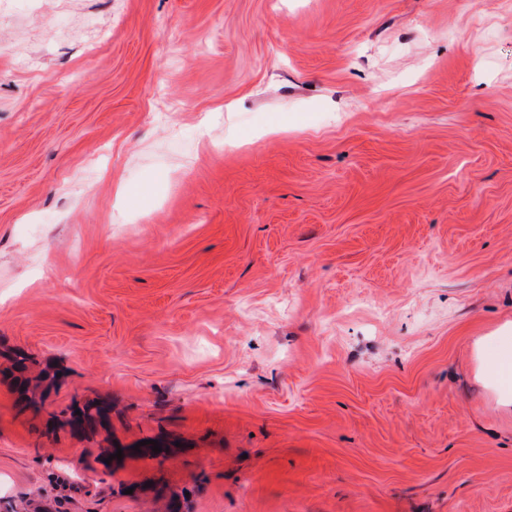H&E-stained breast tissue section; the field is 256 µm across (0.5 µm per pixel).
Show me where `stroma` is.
<instances>
[{"label": "stroma", "instance_id": "stroma-1", "mask_svg": "<svg viewBox=\"0 0 512 512\" xmlns=\"http://www.w3.org/2000/svg\"><path fill=\"white\" fill-rule=\"evenodd\" d=\"M509 321L512 0H0V512H512ZM479 361L477 379L492 383L499 393L500 405H512V336L505 333L494 340L476 341Z\"/></svg>", "mask_w": 512, "mask_h": 512}]
</instances>
